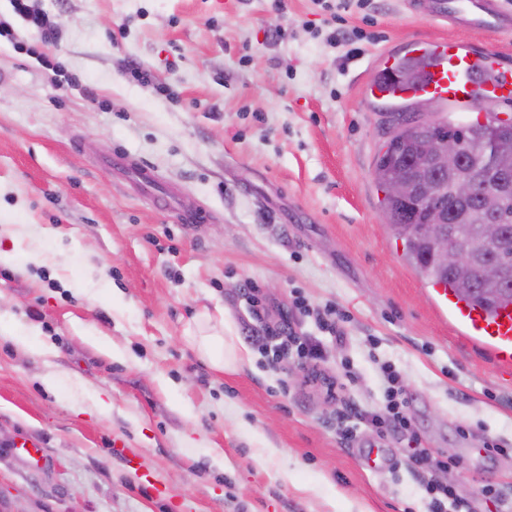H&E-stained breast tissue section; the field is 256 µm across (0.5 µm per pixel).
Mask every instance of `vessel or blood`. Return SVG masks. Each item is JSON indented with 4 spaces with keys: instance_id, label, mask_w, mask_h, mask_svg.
Instances as JSON below:
<instances>
[{
    "instance_id": "obj_1",
    "label": "vessel or blood",
    "mask_w": 512,
    "mask_h": 512,
    "mask_svg": "<svg viewBox=\"0 0 512 512\" xmlns=\"http://www.w3.org/2000/svg\"><path fill=\"white\" fill-rule=\"evenodd\" d=\"M408 9L435 22H463L487 32L512 31V14L500 0H406ZM410 55L418 66L412 75L401 74L392 57L381 61L379 77L365 88L372 100L393 97L402 100L437 99L463 114L483 112L485 104L512 101V65L499 54L456 41L422 37L414 41ZM107 170L122 169L165 208L178 211L185 224L205 220L202 209L180 208L178 200L163 190L154 170L115 153L105 160ZM434 294L467 338L489 352L494 367L512 370V305L488 313L459 301L443 285Z\"/></svg>"
}]
</instances>
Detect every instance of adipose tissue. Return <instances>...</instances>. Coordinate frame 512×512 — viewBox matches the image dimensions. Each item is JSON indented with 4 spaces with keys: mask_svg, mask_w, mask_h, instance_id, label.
<instances>
[{
    "mask_svg": "<svg viewBox=\"0 0 512 512\" xmlns=\"http://www.w3.org/2000/svg\"><path fill=\"white\" fill-rule=\"evenodd\" d=\"M229 330L226 320L205 313L198 319V333L194 338L200 356L224 372L239 369L249 362L251 356L246 346L228 340Z\"/></svg>",
    "mask_w": 512,
    "mask_h": 512,
    "instance_id": "obj_1",
    "label": "adipose tissue"
}]
</instances>
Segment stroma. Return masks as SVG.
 <instances>
[{
	"instance_id": "obj_1",
	"label": "stroma",
	"mask_w": 512,
	"mask_h": 512,
	"mask_svg": "<svg viewBox=\"0 0 512 512\" xmlns=\"http://www.w3.org/2000/svg\"><path fill=\"white\" fill-rule=\"evenodd\" d=\"M284 3L33 0L61 14L52 53L90 100L19 50L38 33L0 0L13 30L0 37V224L23 227L19 243L0 238L16 255L0 264V512H427L402 443L362 422L352 443L337 434L348 406L381 407L386 363L422 446L455 460L457 493L478 512L494 508L486 487L512 495V374L458 333L383 227L373 168L391 121L364 95L386 50L426 36L512 61V33L372 0L346 26L380 41L333 46L328 12ZM115 148L212 221L180 223L114 183L99 161ZM300 301L347 314L338 339L299 325L348 381L330 403L265 347ZM205 312L224 315L248 364L225 373L199 355ZM499 439L507 453L484 450Z\"/></svg>"
}]
</instances>
